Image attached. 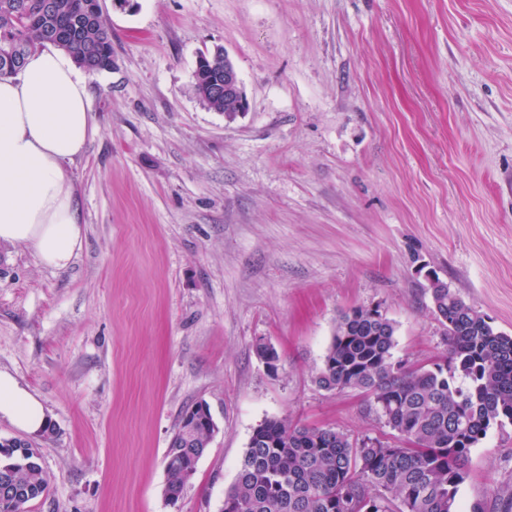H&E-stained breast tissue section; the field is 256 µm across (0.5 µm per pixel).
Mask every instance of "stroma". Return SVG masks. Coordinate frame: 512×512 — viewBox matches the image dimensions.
<instances>
[{
  "mask_svg": "<svg viewBox=\"0 0 512 512\" xmlns=\"http://www.w3.org/2000/svg\"><path fill=\"white\" fill-rule=\"evenodd\" d=\"M101 6L113 64L69 168L83 246L57 271L0 244V371L51 426L28 512H221L268 419L395 441L317 377L354 307H382L396 358L444 352L426 272L512 335V0ZM219 47L248 101L232 120L192 90ZM200 401L218 430L171 506L167 449ZM468 469L461 512H512V424Z\"/></svg>",
  "mask_w": 512,
  "mask_h": 512,
  "instance_id": "35a3bbf8",
  "label": "stroma"
}]
</instances>
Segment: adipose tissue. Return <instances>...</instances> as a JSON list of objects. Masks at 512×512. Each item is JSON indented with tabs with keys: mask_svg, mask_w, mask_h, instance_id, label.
<instances>
[{
	"mask_svg": "<svg viewBox=\"0 0 512 512\" xmlns=\"http://www.w3.org/2000/svg\"><path fill=\"white\" fill-rule=\"evenodd\" d=\"M94 131L87 77L63 50L35 49L18 75L0 78V243L54 270L71 265L84 223L68 167ZM1 418L31 435L48 426L40 401L0 371Z\"/></svg>",
	"mask_w": 512,
	"mask_h": 512,
	"instance_id": "adipose-tissue-1",
	"label": "adipose tissue"
}]
</instances>
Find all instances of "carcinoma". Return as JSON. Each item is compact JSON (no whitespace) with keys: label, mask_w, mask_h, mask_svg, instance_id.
<instances>
[{"label":"carcinoma","mask_w":512,"mask_h":512,"mask_svg":"<svg viewBox=\"0 0 512 512\" xmlns=\"http://www.w3.org/2000/svg\"><path fill=\"white\" fill-rule=\"evenodd\" d=\"M50 44L89 71L112 68V33L99 0H0V77L17 74L28 54ZM224 74V51L203 57L193 91L209 108L236 116L234 105L211 94ZM434 311L445 328L446 353L430 366L394 358L395 325L380 306L342 313L317 381L326 390L355 389L369 398L400 445L366 437L351 442L331 429L269 419L252 435L223 512H459L471 449L489 428L512 423V336L434 277ZM211 439L192 438L179 425L167 449L165 497L180 499L189 458L200 459ZM0 440V468L29 493L43 497L49 480L39 460L22 461Z\"/></svg>","instance_id":"obj_1"}]
</instances>
